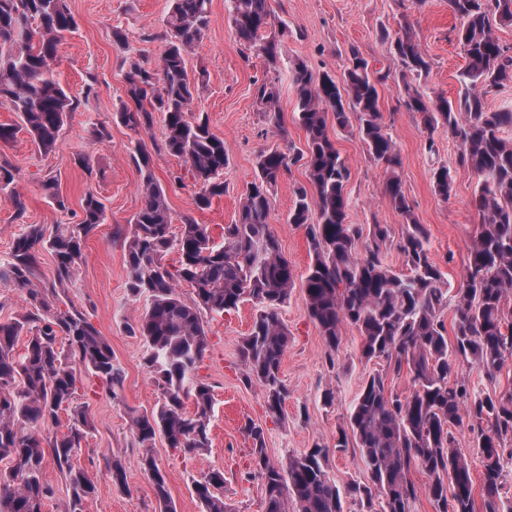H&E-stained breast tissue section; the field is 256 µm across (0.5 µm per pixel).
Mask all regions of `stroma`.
<instances>
[{"mask_svg":"<svg viewBox=\"0 0 512 512\" xmlns=\"http://www.w3.org/2000/svg\"><path fill=\"white\" fill-rule=\"evenodd\" d=\"M67 5L77 28L60 50L54 75L75 99L77 110L51 153L40 152L20 129L10 144L0 147L14 166V187L25 204L20 215L9 201L0 200V259L7 257L24 225L51 229L75 223L86 192H94L105 204L106 221L87 240L76 280L60 297L61 303L89 315L125 371L116 400L89 375L81 377V399L88 403L95 421L77 456L96 485L85 512H155L152 481L136 463L131 416L152 410L160 393L143 368V340L127 331L128 324L139 319L145 302L127 294L123 250L117 239L118 232L129 231L128 221L141 205V175L130 157L132 145L142 142L151 154L152 171L166 193L173 224L181 225L189 217L208 225L214 238H221L224 225L235 219L255 178L258 154L277 142L265 108L256 99V87L264 82L275 85L288 139L302 156L306 140L296 121L290 66L301 60L314 79L328 75L339 82L351 50H359L372 68L391 73L379 89V107L401 158L398 173L403 189L416 219L429 231L432 258L450 286H458L477 227L473 206L477 178L461 166L460 146L446 130L428 132L406 109L400 67L391 42L382 39L380 32L410 24L431 62L429 75L418 81L420 92L453 101L466 64L455 38L460 21L448 0H425L416 7L410 0H268L274 27L286 29L280 41V68L273 71L254 50L235 39L230 0H210L209 27L188 57L189 71L206 73V85L192 109L207 113L212 131L223 137L229 165L224 170L223 196L200 210L193 204L194 181L184 163L159 149L162 120L138 134L115 118L125 98V74L131 62L150 68L159 63L171 0H67ZM117 30L127 34V43L114 40ZM331 136L351 171L346 186L350 223L387 224L393 233H400L403 219L383 196L385 167L367 154L356 127L332 130ZM441 165L448 166L453 178V191L446 200L433 190V170ZM50 177L56 179L66 208H59L44 193L41 183ZM306 181V164L300 160L271 190L270 224L296 283L280 311L291 334L281 368L288 386L284 414L278 419L268 414L261 388L247 382L238 355L252 326L254 306L246 302L229 314L206 316L210 346L198 374L213 390L212 446L203 454L186 457L173 453L161 438L154 448L176 512H202L192 482L217 468L224 472V497L234 512H263L264 493L260 480L251 474L246 425L263 427L267 454L275 462H284L290 454L316 443L334 446L362 382L385 368L383 361L361 358V338L348 325L341 330L337 356H330L308 315L302 288L310 264L305 231L287 221L293 190ZM329 387L335 400L327 406L321 395ZM113 453L125 455L128 461L126 487L115 486L105 466V457Z\"/></svg>","mask_w":512,"mask_h":512,"instance_id":"1","label":"stroma"}]
</instances>
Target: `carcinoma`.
Returning a JSON list of instances; mask_svg holds the SVG:
<instances>
[{"mask_svg":"<svg viewBox=\"0 0 512 512\" xmlns=\"http://www.w3.org/2000/svg\"><path fill=\"white\" fill-rule=\"evenodd\" d=\"M460 20L456 38L466 59L462 93L452 103L423 95L410 80L430 72V61L409 25L391 40L404 79L406 108L420 115L432 133L443 127L460 142L459 162L478 177L474 206L480 230L469 247L468 264L458 288L450 291L445 273L430 256L429 234L418 223L397 173L401 160L379 109L378 85L388 74L370 68L358 51L348 57L343 86L330 76L316 82L307 65L291 68L297 120L306 135L308 185L294 189L288 223L304 227L311 264L303 285L306 309L330 351H339L341 329L358 330L361 357L383 360L396 374L409 373L408 397L391 391L377 371L362 383L332 448L322 445L288 456L284 464L266 453L261 426H246L252 441L253 471L264 492V512H344L347 494L360 512H415L426 497L434 512H512L507 468L512 465V387L478 390L459 377L479 370L493 378L512 367V111H490L486 97L512 82V55L506 54L493 23L512 25V0H448ZM210 0H172L164 33L166 49L158 69L131 64L125 77L126 100L115 116L139 133L151 130L154 114L164 123L161 149L181 160L197 191L199 210L224 195L229 157L224 139L214 134L207 116L192 112L195 95L206 81L189 75L187 54L208 28ZM237 41L257 52L276 71L280 55L268 0H231ZM77 23L66 0H0V42L17 45L14 55L0 54V103L10 105L36 147L49 153L75 111L71 96L54 77L65 37ZM279 144L258 156L235 220L224 225L223 241L191 218L173 230L163 188L154 179L152 157L141 142L133 159L141 173L139 210L124 241L128 295L148 301L128 332L146 345L143 366L160 392L151 412L132 417L134 440L141 448L137 464L152 480L159 512H175L165 474L154 455L157 436L168 447L195 455L211 447V387L198 376L209 348L204 315H222L250 302L256 309L250 333L239 347L246 379L265 395L267 412L279 417L288 398L281 366L290 333L279 310L295 287L292 269L269 222L270 190L298 162L288 129L276 112L277 93L257 87ZM336 128L358 121L366 151L390 171L384 196L404 219L393 239L387 224L348 222L344 189L350 178L346 160L331 139L328 115ZM13 166L0 156V198L18 213ZM435 193L448 199L453 178L442 166L433 173ZM106 219L105 206L90 191L81 201L75 224H26L9 256L0 260V283L24 295L27 307L0 322V512H43L55 495L46 480L48 462L66 474L65 512H84L95 484L75 464L82 442L94 430L89 404L80 401L77 369L97 378L112 398L123 388L125 372L112 346L83 311L60 306V292L72 284L86 240ZM396 245L406 270L386 261ZM51 251L54 280L39 275L41 250ZM177 255L175 263L166 257ZM191 289V301L180 289ZM453 305L452 330L443 313ZM453 336H448V333ZM26 337L23 350L17 349ZM192 400L188 411L185 401ZM69 425L56 433L59 412ZM457 431L472 436L481 463V505H476L470 464L458 448ZM359 448L367 480L340 489L329 475L330 455L349 440ZM112 482L126 486V463L108 460ZM424 477L415 480L414 474ZM202 512H232L224 501V471L212 469L193 480Z\"/></svg>","mask_w":512,"mask_h":512,"instance_id":"carcinoma-1","label":"carcinoma"}]
</instances>
